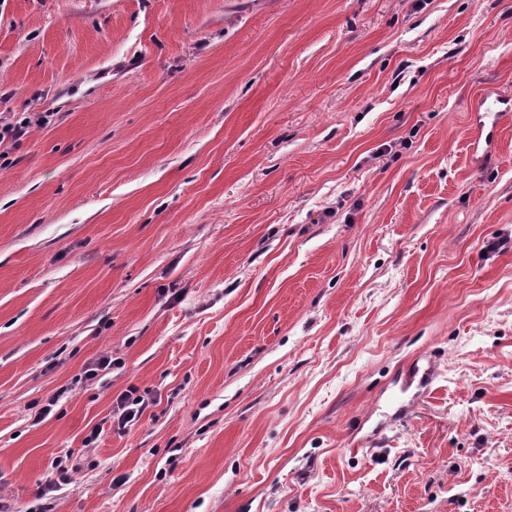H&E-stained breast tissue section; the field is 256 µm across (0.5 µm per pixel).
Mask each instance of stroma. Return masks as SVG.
I'll return each mask as SVG.
<instances>
[{
  "instance_id": "stroma-1",
  "label": "stroma",
  "mask_w": 512,
  "mask_h": 512,
  "mask_svg": "<svg viewBox=\"0 0 512 512\" xmlns=\"http://www.w3.org/2000/svg\"><path fill=\"white\" fill-rule=\"evenodd\" d=\"M487 90L512 0H0V512H512ZM134 394H136V389L129 388L116 398L112 424L117 426V429L124 430L128 426L134 425L144 412L145 399L141 395L133 396Z\"/></svg>"
}]
</instances>
